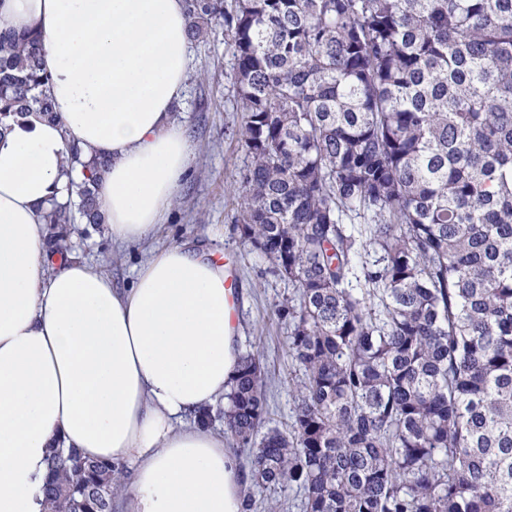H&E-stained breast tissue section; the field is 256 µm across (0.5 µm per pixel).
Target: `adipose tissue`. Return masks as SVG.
<instances>
[{"instance_id": "ef3b65f1", "label": "adipose tissue", "mask_w": 512, "mask_h": 512, "mask_svg": "<svg viewBox=\"0 0 512 512\" xmlns=\"http://www.w3.org/2000/svg\"><path fill=\"white\" fill-rule=\"evenodd\" d=\"M42 36L55 122L0 137V512H45L53 448L124 465L120 512H243L249 476L191 423L229 390L235 293L198 244L151 254L130 287L56 262L41 209L81 170L118 245L150 239L192 144L172 114L189 68L183 0H0V28Z\"/></svg>"}]
</instances>
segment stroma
I'll return each instance as SVG.
<instances>
[{
  "label": "stroma",
  "instance_id": "35a3bbf8",
  "mask_svg": "<svg viewBox=\"0 0 512 512\" xmlns=\"http://www.w3.org/2000/svg\"><path fill=\"white\" fill-rule=\"evenodd\" d=\"M186 90L173 119L191 139L193 152L181 190L166 221L149 240L114 248L105 226L69 225L66 245L77 261L96 267L119 287L133 282L144 259L170 245L197 241L228 263L239 294L238 348L258 354L268 382L265 425L286 429L293 408L290 390L300 376L287 352L288 323L274 309L289 292L260 253L245 244L235 222L244 169L242 113L233 110L232 57L223 27L190 43Z\"/></svg>",
  "mask_w": 512,
  "mask_h": 512
}]
</instances>
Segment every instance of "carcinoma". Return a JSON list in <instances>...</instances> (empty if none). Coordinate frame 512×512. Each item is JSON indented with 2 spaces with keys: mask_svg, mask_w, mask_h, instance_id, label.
I'll list each match as a JSON object with an SVG mask.
<instances>
[{
  "mask_svg": "<svg viewBox=\"0 0 512 512\" xmlns=\"http://www.w3.org/2000/svg\"><path fill=\"white\" fill-rule=\"evenodd\" d=\"M224 26L245 113L241 238L292 292L302 375L262 431L259 358L238 355L199 423L251 449L250 481L302 512H512V0H184ZM31 32L0 30V134L53 121ZM43 212L100 223L97 164ZM48 512H113L123 470L56 448Z\"/></svg>",
  "mask_w": 512,
  "mask_h": 512,
  "instance_id": "obj_1",
  "label": "carcinoma"
}]
</instances>
